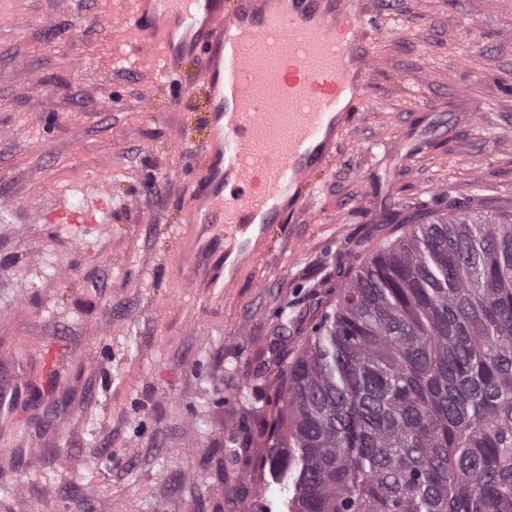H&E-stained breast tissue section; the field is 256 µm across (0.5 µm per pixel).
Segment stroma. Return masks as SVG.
Returning a JSON list of instances; mask_svg holds the SVG:
<instances>
[{"label": "stroma", "instance_id": "obj_1", "mask_svg": "<svg viewBox=\"0 0 512 512\" xmlns=\"http://www.w3.org/2000/svg\"><path fill=\"white\" fill-rule=\"evenodd\" d=\"M375 6L357 129L311 187L313 215L270 227L225 295L191 287L183 248L202 234L223 272L224 227L191 221L178 133L205 113L184 85L201 60L162 84L117 0L0 7V385L20 389L0 417V512H286L257 457L345 275L448 200L512 207V0Z\"/></svg>", "mask_w": 512, "mask_h": 512}]
</instances>
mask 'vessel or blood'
<instances>
[{
  "instance_id": "1",
  "label": "vessel or blood",
  "mask_w": 512,
  "mask_h": 512,
  "mask_svg": "<svg viewBox=\"0 0 512 512\" xmlns=\"http://www.w3.org/2000/svg\"><path fill=\"white\" fill-rule=\"evenodd\" d=\"M120 18L158 50V73L203 56L192 221L223 224L225 256L255 257L270 225L309 213V186L354 129L382 33L372 0H128Z\"/></svg>"
}]
</instances>
